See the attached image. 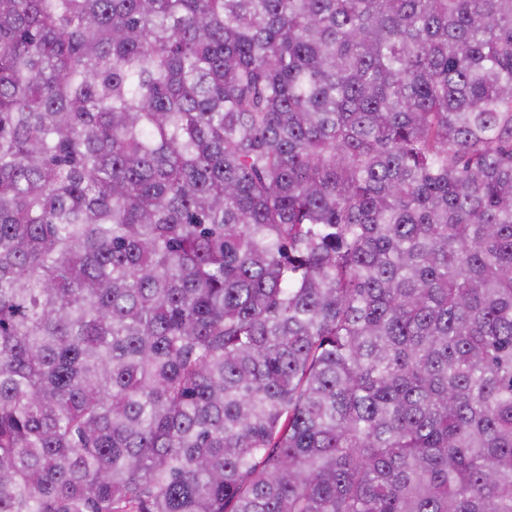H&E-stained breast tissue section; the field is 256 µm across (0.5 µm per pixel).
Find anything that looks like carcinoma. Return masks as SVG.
I'll list each match as a JSON object with an SVG mask.
<instances>
[{"label":"carcinoma","mask_w":512,"mask_h":512,"mask_svg":"<svg viewBox=\"0 0 512 512\" xmlns=\"http://www.w3.org/2000/svg\"><path fill=\"white\" fill-rule=\"evenodd\" d=\"M0 512H512V0H0Z\"/></svg>","instance_id":"obj_1"}]
</instances>
